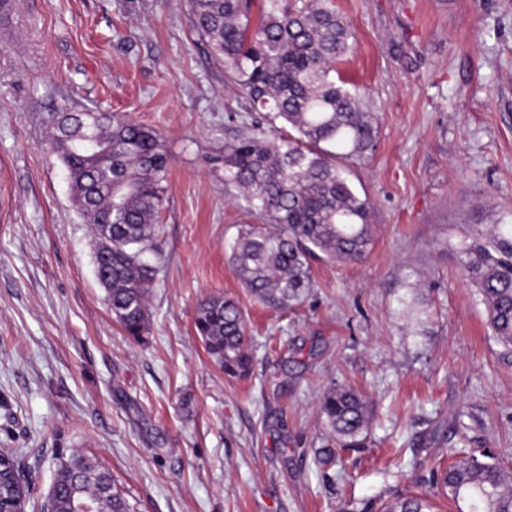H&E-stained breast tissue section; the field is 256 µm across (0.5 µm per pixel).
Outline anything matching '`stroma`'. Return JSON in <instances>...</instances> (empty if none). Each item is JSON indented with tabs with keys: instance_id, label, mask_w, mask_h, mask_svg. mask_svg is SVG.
<instances>
[{
	"instance_id": "stroma-1",
	"label": "stroma",
	"mask_w": 512,
	"mask_h": 512,
	"mask_svg": "<svg viewBox=\"0 0 512 512\" xmlns=\"http://www.w3.org/2000/svg\"><path fill=\"white\" fill-rule=\"evenodd\" d=\"M0 15V448L43 501L55 457L111 470L134 512H360L466 448L512 473V353L461 276L476 230L512 228V0H334L354 51L336 65L378 115L348 164L371 202L358 262L311 259L304 302L273 309L228 263L258 223L212 158L253 115L191 31L186 0H10ZM153 129L171 158L141 340L113 321L95 239L44 147L57 106ZM235 301L253 370L226 376L195 331ZM373 409L364 447L322 479V394Z\"/></svg>"
}]
</instances>
